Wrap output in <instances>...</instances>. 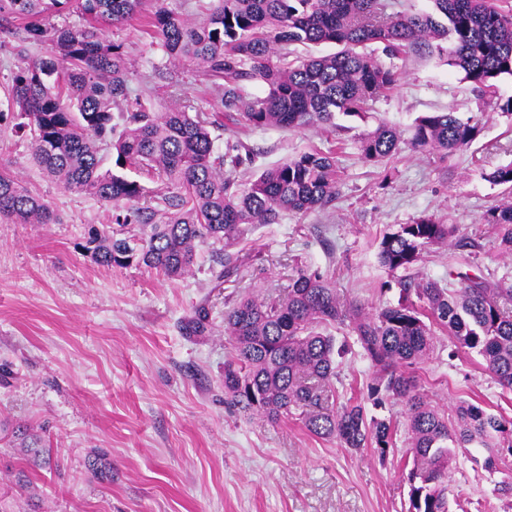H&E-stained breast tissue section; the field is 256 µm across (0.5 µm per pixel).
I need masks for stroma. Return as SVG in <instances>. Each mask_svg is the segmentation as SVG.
<instances>
[{
  "label": "stroma",
  "mask_w": 512,
  "mask_h": 512,
  "mask_svg": "<svg viewBox=\"0 0 512 512\" xmlns=\"http://www.w3.org/2000/svg\"><path fill=\"white\" fill-rule=\"evenodd\" d=\"M109 40L131 47L130 87L138 96L156 87L155 111L211 109L194 71L170 62L140 20L108 29ZM397 86L361 116L337 115L336 128L251 130L232 121L214 128L223 153L236 140L267 167L311 148L338 147L343 172L335 207L288 215L250 234L256 251L240 276L222 281L201 245L192 274L171 280L138 266L97 265L83 252L87 225L111 226L112 206L64 188L31 161L28 138L12 120L0 122V168L14 172L58 214L56 224L0 220V507L5 512H407L406 449L386 460L373 449L341 447L312 435L298 420L250 418L224 401V301L242 289L286 292L303 266L331 276L344 302L372 311L393 300L381 286L390 278L377 252L382 236L422 215L472 237L475 254L446 245L430 250L414 269L420 278L446 281L449 270L512 284V257L501 254L486 211L511 201L487 172L512 162V117L497 98H478L449 66L447 54L396 60ZM451 110L473 119L481 133L472 146L443 158L402 149L382 165L364 162L358 135L384 121L409 130L417 117ZM209 313L206 333L187 324L197 307ZM419 375L436 403H479L512 416V393L484 371L477 354L448 356L438 335ZM373 367L352 345L334 383L339 399L366 402L368 415L402 425L401 404L368 405ZM47 433L57 465L47 469L24 449L9 447L17 426ZM103 454L111 480L87 469ZM28 483L19 486L18 472ZM496 476L464 462L451 476V512H504Z\"/></svg>",
  "instance_id": "35a3bbf8"
}]
</instances>
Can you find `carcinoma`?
<instances>
[{
	"mask_svg": "<svg viewBox=\"0 0 512 512\" xmlns=\"http://www.w3.org/2000/svg\"><path fill=\"white\" fill-rule=\"evenodd\" d=\"M76 3L84 24L49 27L44 15ZM432 11L387 12L386 0H214L205 17L188 21L161 0H0V33L26 45L50 42L54 53L20 66L8 99L15 133L31 139L37 167L66 189L112 204V230L88 228L82 249L99 265L154 270L170 279L192 271L198 247H212L219 277L238 276L249 252L232 251L261 224L288 214L335 206L341 178L336 150L312 149L264 168L247 181L242 165L255 161L242 142L235 153L214 149L210 128L218 115L174 108L160 114L148 102L114 115L129 98L131 59L124 43L105 39L107 26L137 16L147 23L168 59L196 69L219 94L218 106L244 127L296 130L333 127L336 114H362L392 90L400 73L382 64L409 52L431 56L448 43V65L482 96L512 77V4L503 0H431ZM334 44L326 55L291 58L295 46ZM259 83L264 93L246 97ZM481 132L478 123L452 111L429 112L409 138L380 122L359 135L367 163L378 164L411 149L444 158ZM116 165L144 173L139 180L101 170L105 147ZM512 188V163L486 174ZM0 217L13 224H55L57 215L8 170H0ZM498 246L512 256V204L487 213ZM448 225L422 216L383 235L379 263L396 280L397 302L367 312L344 303L328 275L300 267L284 295L242 293L224 310V337L234 355L224 363V394L243 414L277 421L289 416L313 435L354 450L371 448L384 459L396 443L389 421L370 418L364 405L334 401L333 380L347 342L331 329L349 328L375 369L369 397L405 408L404 443L411 459L408 512H450L448 482L460 449L481 448L482 467L502 474L495 492L512 512V418L459 402L451 421L422 387L416 365L435 350V329L448 333V357L476 353L485 372L512 391V286L485 276L457 273L459 288L408 275L432 247L448 241ZM12 438L33 458L50 461L48 439L16 430Z\"/></svg>",
	"mask_w": 512,
	"mask_h": 512,
	"instance_id": "cac0c4a2",
	"label": "carcinoma"
}]
</instances>
